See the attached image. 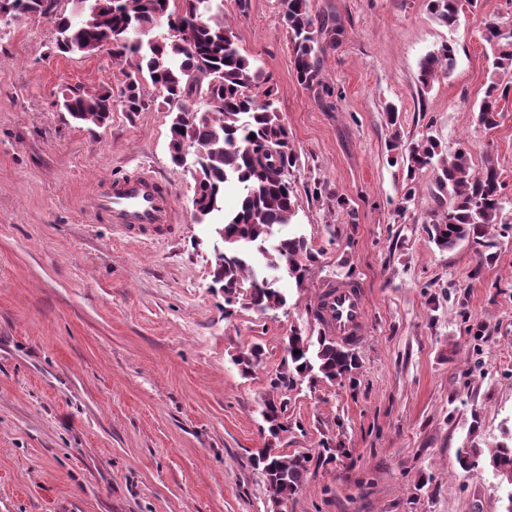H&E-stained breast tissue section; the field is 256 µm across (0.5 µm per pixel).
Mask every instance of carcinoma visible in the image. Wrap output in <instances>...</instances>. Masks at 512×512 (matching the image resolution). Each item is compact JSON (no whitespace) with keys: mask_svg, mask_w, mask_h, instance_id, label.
<instances>
[{"mask_svg":"<svg viewBox=\"0 0 512 512\" xmlns=\"http://www.w3.org/2000/svg\"><path fill=\"white\" fill-rule=\"evenodd\" d=\"M171 2L89 0V13L76 21L56 11V0H0V14L33 11L54 19L56 49L61 54H90L108 45L114 60L135 61L134 71L125 73L120 93L126 112L141 111L146 82L162 92L165 102H185L172 119L168 151L171 162L180 167L187 142L201 149L190 171L197 223L224 213V243L233 251V261L216 265L214 282L226 286L224 302L228 306L240 303L262 314L281 309L288 299L277 287L279 274L291 271L300 287L320 255L305 237L280 235L298 209L291 181L297 157L288 146V133L272 92H266L263 100L252 93L263 79L262 71L240 51L236 34L224 24L223 9L213 8L212 0H179L178 10L171 7ZM284 6L296 78L308 88L320 89L323 83L316 51L323 50V45L313 41L309 33L320 27L321 40L334 47L343 38L344 27L329 15L313 17L308 0H284ZM475 6L476 0H429L430 12L448 26ZM160 19L170 34L152 38L150 34L158 28ZM482 39L491 50L492 74L502 77L511 73L512 30L505 32L497 23L489 22ZM454 66V49L445 45L423 60L419 81L428 85ZM204 79L212 108L192 112L186 102ZM511 90L496 80L490 82L479 107L484 126L496 124L499 99ZM62 106L73 121L101 127L113 112L112 90L74 92L63 98ZM391 149L400 151L412 173L430 164L440 171L438 180L448 189V207L442 218L426 225L429 239L437 248L450 250L467 238L484 236L489 225L501 223L500 172L492 158H486L481 173L474 175L470 149L464 145L446 159L436 158L438 144L432 139L395 142ZM228 183L240 188L238 205L230 212L224 211V186ZM286 351V371L270 381L274 390L294 374L314 384L323 379L342 380L358 368L355 354L323 333L314 338L294 332L288 336ZM262 360L263 349L258 345L235 358L246 374ZM262 416L272 435L288 430L285 409H277L275 400H265ZM481 461L495 473L512 472V445L502 444L488 452L473 445L460 457L466 471L478 467ZM308 463L303 454H268L264 450L254 458L272 502L296 493L305 481Z\"/></svg>","mask_w":512,"mask_h":512,"instance_id":"obj_1","label":"carcinoma"}]
</instances>
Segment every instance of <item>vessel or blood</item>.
I'll return each mask as SVG.
<instances>
[{"mask_svg": "<svg viewBox=\"0 0 512 512\" xmlns=\"http://www.w3.org/2000/svg\"><path fill=\"white\" fill-rule=\"evenodd\" d=\"M89 204L131 239L168 235L175 215L171 186L149 169L97 185ZM317 302L321 306V322L330 336L351 346L363 341V285L326 286L320 289Z\"/></svg>", "mask_w": 512, "mask_h": 512, "instance_id": "obj_1", "label": "vessel or blood"}]
</instances>
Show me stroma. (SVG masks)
I'll use <instances>...</instances> for the list:
<instances>
[{
	"mask_svg": "<svg viewBox=\"0 0 512 512\" xmlns=\"http://www.w3.org/2000/svg\"><path fill=\"white\" fill-rule=\"evenodd\" d=\"M223 6L298 158L291 229L320 252L266 314H225L211 287L217 240L168 153L177 104L148 84L142 111L76 124L63 95L119 90L123 65L57 53L48 19L0 23V512H505L512 487L458 455L512 436V93L496 126L479 120L481 30L512 28V0H477L452 27L428 0H309L345 28L319 55V96L294 75L283 0ZM447 44L454 69L422 86L421 61ZM428 136L444 155L469 142L474 171L489 156L501 173L503 223L449 251L424 229L448 196L437 170L408 176L389 151ZM142 167L174 194L177 227L156 241L118 238L85 206L96 182ZM345 278L368 293L354 381L271 390L285 338L317 335L310 306ZM255 344L263 361L243 374L233 359ZM271 395L288 419L276 437L260 415ZM261 448L310 458L276 508Z\"/></svg>",
	"mask_w": 512,
	"mask_h": 512,
	"instance_id": "obj_1",
	"label": "stroma"
}]
</instances>
